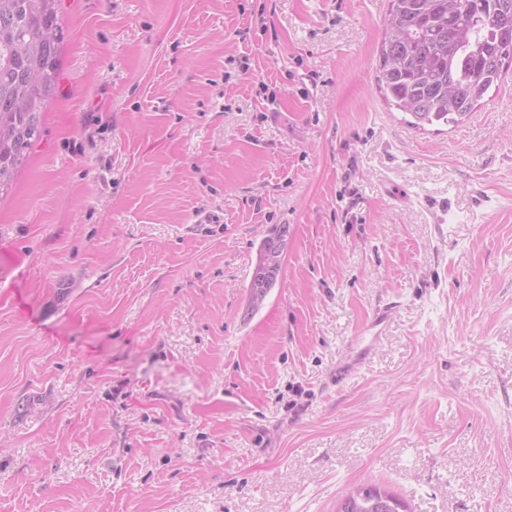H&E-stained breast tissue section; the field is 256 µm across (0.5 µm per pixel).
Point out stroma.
<instances>
[{
    "label": "stroma",
    "instance_id": "stroma-1",
    "mask_svg": "<svg viewBox=\"0 0 512 512\" xmlns=\"http://www.w3.org/2000/svg\"><path fill=\"white\" fill-rule=\"evenodd\" d=\"M386 8L60 0L59 93L0 195V512H336L362 484L512 512V69L413 129L376 85ZM287 232V226L283 224L267 235L261 244L257 265L249 284L250 295L261 293L267 296L274 286L280 269L283 249L280 248L278 253L275 251L279 248V242L284 239Z\"/></svg>",
    "mask_w": 512,
    "mask_h": 512
}]
</instances>
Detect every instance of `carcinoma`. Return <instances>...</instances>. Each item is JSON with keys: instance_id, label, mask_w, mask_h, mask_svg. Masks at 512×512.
Segmentation results:
<instances>
[{"instance_id": "obj_1", "label": "carcinoma", "mask_w": 512, "mask_h": 512, "mask_svg": "<svg viewBox=\"0 0 512 512\" xmlns=\"http://www.w3.org/2000/svg\"><path fill=\"white\" fill-rule=\"evenodd\" d=\"M59 0H0V193L41 136L42 113L59 91ZM512 66V0H388L376 82L421 128L458 124ZM287 234L264 239L249 288L274 286ZM342 512H408L374 485L351 490Z\"/></svg>"}]
</instances>
